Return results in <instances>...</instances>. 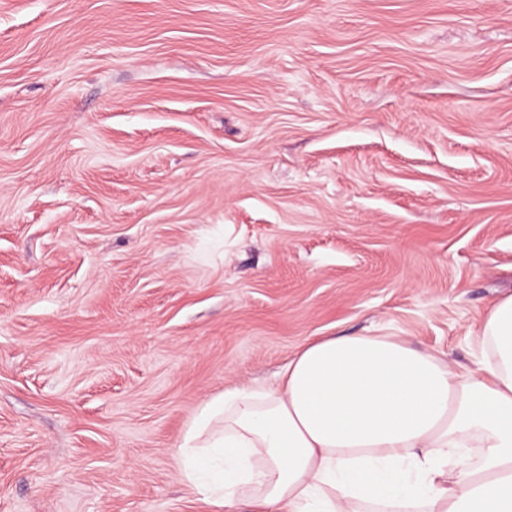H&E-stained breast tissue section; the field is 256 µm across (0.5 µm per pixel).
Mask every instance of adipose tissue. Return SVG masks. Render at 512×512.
<instances>
[{"label": "adipose tissue", "instance_id": "adipose-tissue-1", "mask_svg": "<svg viewBox=\"0 0 512 512\" xmlns=\"http://www.w3.org/2000/svg\"><path fill=\"white\" fill-rule=\"evenodd\" d=\"M458 370L402 336L304 344L202 404L180 479L211 512H512V295Z\"/></svg>", "mask_w": 512, "mask_h": 512}]
</instances>
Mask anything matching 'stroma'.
<instances>
[{"instance_id": "1", "label": "stroma", "mask_w": 512, "mask_h": 512, "mask_svg": "<svg viewBox=\"0 0 512 512\" xmlns=\"http://www.w3.org/2000/svg\"><path fill=\"white\" fill-rule=\"evenodd\" d=\"M507 295L512 0H0V512H209L207 399Z\"/></svg>"}]
</instances>
